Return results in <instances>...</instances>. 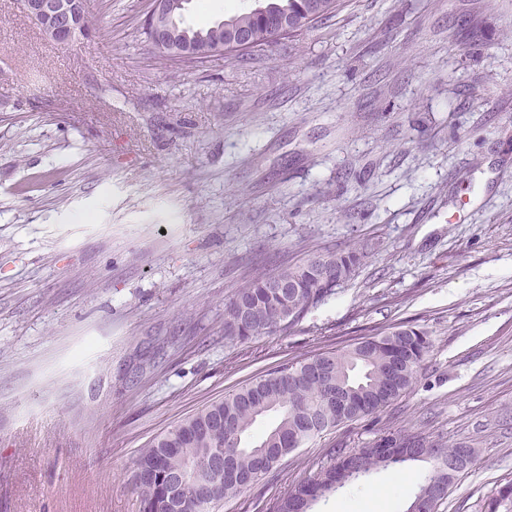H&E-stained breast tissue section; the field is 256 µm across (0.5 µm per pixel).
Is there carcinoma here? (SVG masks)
<instances>
[{"mask_svg": "<svg viewBox=\"0 0 512 512\" xmlns=\"http://www.w3.org/2000/svg\"><path fill=\"white\" fill-rule=\"evenodd\" d=\"M186 2L176 5L174 19L189 37L221 39L231 28L242 29L251 35L253 51L283 36L294 39L344 5V0H264L262 12L251 9L194 29L182 21ZM285 17L288 34L283 35L278 27ZM362 258L355 250L317 252L300 265L251 275L224 304V338L245 342L287 332L350 280ZM430 347L425 332L401 325L346 350L283 365L209 404L140 450L131 474L139 512H213L217 503L252 489L246 479L271 473L319 434L392 403L410 387ZM271 413L276 422L254 435L257 422ZM204 448L231 458L239 477L194 471ZM461 448L413 432L389 433L361 448L334 449L327 466L285 491L266 512H307L317 500L375 469L397 471L408 462L427 469L406 512H438L476 461L472 447L464 467L448 470V460ZM480 512H512V481L491 491Z\"/></svg>", "mask_w": 512, "mask_h": 512, "instance_id": "obj_1", "label": "carcinoma"}]
</instances>
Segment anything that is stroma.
I'll return each instance as SVG.
<instances>
[{"label":"stroma","instance_id":"1","mask_svg":"<svg viewBox=\"0 0 512 512\" xmlns=\"http://www.w3.org/2000/svg\"><path fill=\"white\" fill-rule=\"evenodd\" d=\"M255 0H189L200 28ZM150 0H86L54 42L0 0V512H138L140 448L267 371L402 324L431 349L392 405L290 453L219 512L421 431L478 450L439 512L512 479V0H347L250 55L191 63ZM362 251L287 333L224 338L252 271ZM421 465L310 512H405Z\"/></svg>","mask_w":512,"mask_h":512}]
</instances>
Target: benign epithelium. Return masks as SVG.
<instances>
[{
	"mask_svg": "<svg viewBox=\"0 0 512 512\" xmlns=\"http://www.w3.org/2000/svg\"><path fill=\"white\" fill-rule=\"evenodd\" d=\"M22 9L46 36L60 44H69L87 34L84 24L85 0H20ZM170 14L168 0H152L145 23L152 25L153 40L176 60L199 59L223 54L232 48L243 51L251 46L249 37L235 31L227 43H186L180 39L179 27L173 22L165 27L157 20Z\"/></svg>",
	"mask_w": 512,
	"mask_h": 512,
	"instance_id": "obj_1",
	"label": "benign epithelium"
}]
</instances>
